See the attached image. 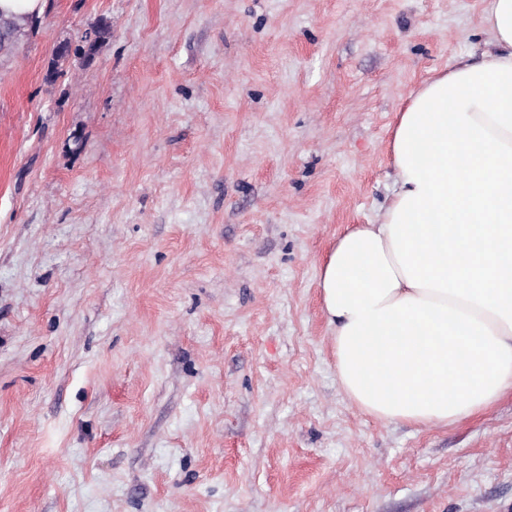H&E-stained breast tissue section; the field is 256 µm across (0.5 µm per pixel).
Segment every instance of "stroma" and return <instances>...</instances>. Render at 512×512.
I'll list each match as a JSON object with an SVG mask.
<instances>
[{"instance_id":"stroma-1","label":"stroma","mask_w":512,"mask_h":512,"mask_svg":"<svg viewBox=\"0 0 512 512\" xmlns=\"http://www.w3.org/2000/svg\"><path fill=\"white\" fill-rule=\"evenodd\" d=\"M487 6L45 0L0 64V512H512V396L363 414L318 288Z\"/></svg>"}]
</instances>
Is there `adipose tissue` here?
I'll return each instance as SVG.
<instances>
[{
    "label": "adipose tissue",
    "instance_id": "obj_1",
    "mask_svg": "<svg viewBox=\"0 0 512 512\" xmlns=\"http://www.w3.org/2000/svg\"><path fill=\"white\" fill-rule=\"evenodd\" d=\"M493 41L399 105L397 181L319 271L342 390L364 414L448 427L512 394V0Z\"/></svg>",
    "mask_w": 512,
    "mask_h": 512
}]
</instances>
